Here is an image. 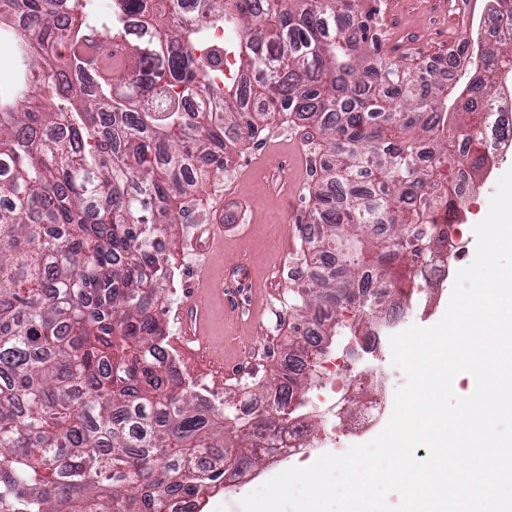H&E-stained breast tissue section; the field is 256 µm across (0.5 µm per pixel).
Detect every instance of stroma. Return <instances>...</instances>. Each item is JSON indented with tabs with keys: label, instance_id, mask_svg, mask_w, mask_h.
I'll return each instance as SVG.
<instances>
[{
	"label": "stroma",
	"instance_id": "1",
	"mask_svg": "<svg viewBox=\"0 0 512 512\" xmlns=\"http://www.w3.org/2000/svg\"><path fill=\"white\" fill-rule=\"evenodd\" d=\"M382 23L383 62L413 68L446 54L449 46L466 36L454 16L440 8L439 0H396L393 8L384 10ZM298 136L296 127L273 123L263 131L259 143L235 153L230 173L223 183L210 185L197 195L191 223L178 228L176 241L171 245L178 264L164 303L166 330L171 338L181 335L177 311L199 266L206 263L212 270L224 273V298L211 305L213 332L224 343L223 383H214L208 359L186 355L180 358L188 375L207 385L218 399L258 382L271 384L281 372L280 356L288 348V325L292 321L291 303L296 289L289 274L301 268L303 259L298 246L291 254H282L281 241L287 236L296 243L300 241L299 227L305 224L309 210L308 191L303 188L282 197L269 194L265 181L242 183L238 177L257 158L262 145L276 141L284 147ZM511 168L512 153L494 159L493 179L466 203L460 229L468 246L476 244L474 226L489 209L496 177ZM219 199L226 210L240 212V222L225 224L222 251L210 253L192 247L190 240L196 220ZM360 409V402L354 400L347 412L334 418L322 410L308 413L311 437H320L333 428L344 431V438L334 448L335 453H344L359 442L349 430Z\"/></svg>",
	"mask_w": 512,
	"mask_h": 512
}]
</instances>
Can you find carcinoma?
Segmentation results:
<instances>
[{"instance_id":"cac0c4a2","label":"carcinoma","mask_w":512,"mask_h":512,"mask_svg":"<svg viewBox=\"0 0 512 512\" xmlns=\"http://www.w3.org/2000/svg\"><path fill=\"white\" fill-rule=\"evenodd\" d=\"M0 0L18 82L0 97V512H168L262 460L288 429L321 340L356 336L448 248L460 200L444 167L492 160L489 74L512 34L464 39L448 75L381 61L382 0ZM488 14L512 29V0ZM235 41L199 53L203 33ZM276 112L330 158L314 187L288 381L261 408L200 393L161 310L169 229L215 160ZM354 306L350 322L338 309Z\"/></svg>"}]
</instances>
